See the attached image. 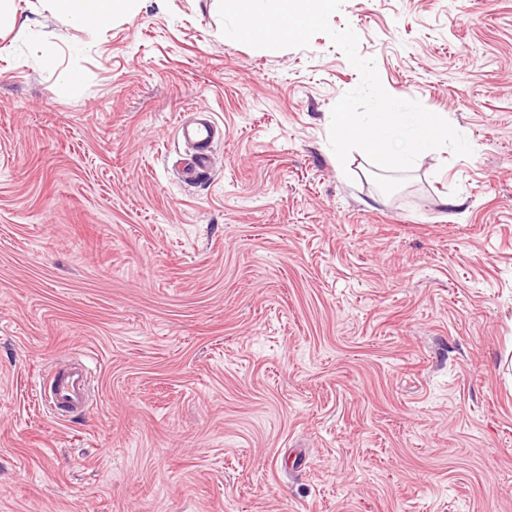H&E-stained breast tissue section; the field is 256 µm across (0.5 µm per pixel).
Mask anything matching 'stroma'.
Here are the masks:
<instances>
[{
    "label": "stroma",
    "mask_w": 512,
    "mask_h": 512,
    "mask_svg": "<svg viewBox=\"0 0 512 512\" xmlns=\"http://www.w3.org/2000/svg\"><path fill=\"white\" fill-rule=\"evenodd\" d=\"M0 27V512H512V0H345L385 90L447 115L408 172L337 160L360 74L216 0ZM210 109L188 182L180 117ZM460 199L457 207L447 206ZM91 369L82 417L38 382Z\"/></svg>",
    "instance_id": "35a3bbf8"
}]
</instances>
